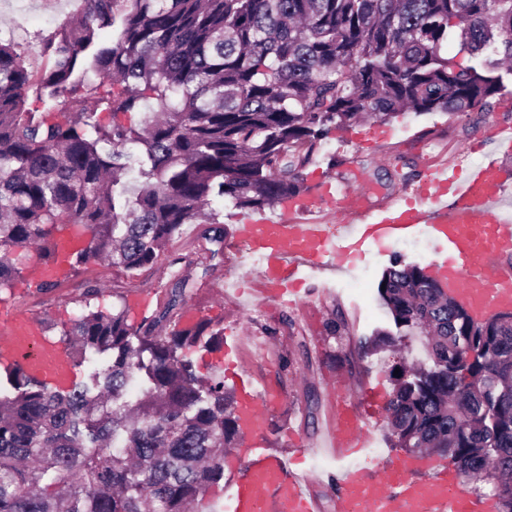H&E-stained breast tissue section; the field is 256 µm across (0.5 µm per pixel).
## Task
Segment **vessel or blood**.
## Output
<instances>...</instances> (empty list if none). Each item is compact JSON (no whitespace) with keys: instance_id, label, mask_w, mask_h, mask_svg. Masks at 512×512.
I'll return each mask as SVG.
<instances>
[{"instance_id":"1","label":"vessel or blood","mask_w":512,"mask_h":512,"mask_svg":"<svg viewBox=\"0 0 512 512\" xmlns=\"http://www.w3.org/2000/svg\"><path fill=\"white\" fill-rule=\"evenodd\" d=\"M512 178L491 159L463 169L430 170L417 184V196L373 211L332 180L319 181L318 195L339 216L336 224L308 217L309 199L283 203L278 214L244 215L232 236L261 264L249 292L260 301L294 307L308 272L341 271L370 247L381 249L417 235L440 245L432 268L442 286L477 319L512 312V218L498 203ZM22 364L27 373L55 387L76 375L72 358L47 335L37 316L0 312V367ZM238 415L249 455L235 481L229 512H321L322 504L305 479L261 443L268 409L280 394L261 396L247 378L237 380ZM388 395L383 386L364 388L355 405H338L328 445L348 457L369 445L361 415L378 414ZM333 512H495V502L472 492L434 454L405 455L381 477L354 466L336 474Z\"/></svg>"}]
</instances>
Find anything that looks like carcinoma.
<instances>
[{"mask_svg":"<svg viewBox=\"0 0 512 512\" xmlns=\"http://www.w3.org/2000/svg\"><path fill=\"white\" fill-rule=\"evenodd\" d=\"M28 70L0 42V287L22 272L18 251L55 257L70 226L88 235L72 267L155 264L185 224H205L211 258L220 197L259 210L305 191L301 171L330 130L357 118L387 124L465 115L512 77V0H82ZM468 56L444 54L448 39ZM91 69L121 92L87 89ZM36 88L40 109L26 107ZM137 125L97 112H138ZM166 303L137 328L126 310H85L63 332L75 363L101 359L64 391L19 365L0 386V512H217L224 449L241 435L224 374L197 375L183 349L224 329H178L189 279L172 272ZM381 300L430 363L399 365L387 403L393 445L450 459L493 485L512 512V312L484 319L427 267L396 264ZM146 385L126 399L134 380Z\"/></svg>","mask_w":512,"mask_h":512,"instance_id":"carcinoma-1","label":"carcinoma"}]
</instances>
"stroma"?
I'll use <instances>...</instances> for the list:
<instances>
[{
  "label": "stroma",
  "instance_id": "35a3bbf8",
  "mask_svg": "<svg viewBox=\"0 0 512 512\" xmlns=\"http://www.w3.org/2000/svg\"><path fill=\"white\" fill-rule=\"evenodd\" d=\"M80 0H0V39L18 43L27 65L43 64L41 42L78 12ZM512 125V85L486 107H475L468 115L454 118L443 113L393 119L390 139L374 148L370 134L373 122H354L332 130L320 152L304 171L306 184L321 176L361 194L366 206L376 208L401 199L411 189L402 177L421 174L442 164L470 165L484 157L496 159L512 175V152L501 147L497 130ZM200 224L185 225L153 266L132 272H117L94 262L79 266L68 280L47 292L38 291L27 276L14 279L0 290V305L6 304L40 317L50 335L61 336L84 305L108 310L121 300L141 292H152L164 302L170 287L172 259H179L181 272L190 279L189 305L198 309L200 320L223 324L230 334H242L238 366L258 390L274 388L284 395L281 404L268 411L266 447L289 459L301 476L312 477V489L320 498L322 512H332L333 484L327 475L342 464L326 448L329 400L338 380H345L349 394L383 384L393 390L389 376L392 364L426 361L423 349L406 351L394 347L398 331L378 296L383 271L396 260L416 261L409 243L389 251L371 250L350 274L338 277L309 276V295L304 305L287 308L273 303L254 314L253 300L227 288V280L253 277L259 267L246 256L225 249L223 261L209 258ZM101 287L97 298L87 299L90 286ZM342 315L348 323L346 336L335 338L327 324ZM315 413H308V401ZM371 435L375 454L361 453L358 464L375 468L392 464L399 449L389 443L386 413L361 418ZM302 442L309 453L294 459V442Z\"/></svg>",
  "mask_w": 512,
  "mask_h": 512
}]
</instances>
